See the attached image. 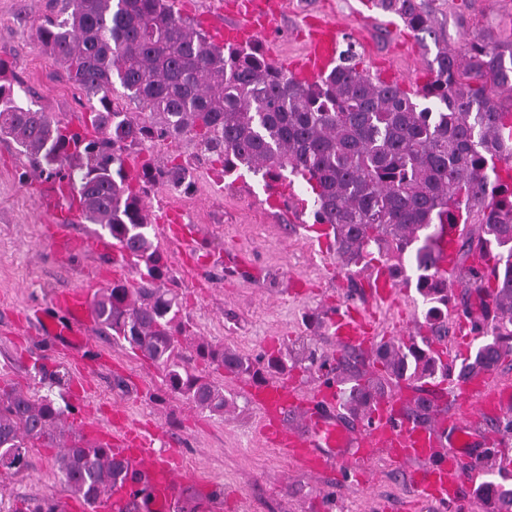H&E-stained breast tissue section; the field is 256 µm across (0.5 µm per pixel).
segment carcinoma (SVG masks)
I'll use <instances>...</instances> for the list:
<instances>
[{"label": "carcinoma", "mask_w": 512, "mask_h": 512, "mask_svg": "<svg viewBox=\"0 0 512 512\" xmlns=\"http://www.w3.org/2000/svg\"><path fill=\"white\" fill-rule=\"evenodd\" d=\"M175 0H63L61 17L39 29L40 46L65 65L69 81L85 92L88 117L73 130L24 103L13 85L0 84V135L12 139L29 166L66 185L70 204L107 230L134 261L139 285L112 282L95 296L103 332L162 368L168 390L213 415H224V387L197 369L226 372L256 383L284 373L288 356L257 365L236 350L199 342L184 346L185 324L172 271L155 243L142 185L162 183L188 191L187 166L141 164L128 177L129 151L146 142L183 136L199 156L221 165L227 177L244 166L275 180L287 171L313 195V223L327 224L348 266L368 269L371 247L387 256L398 279L406 265L417 274L428 308L425 336L387 342L375 350L382 373L371 374L361 353L346 352L336 366L340 408L361 418L375 400L402 383L463 380L495 369L512 356V112L500 95L512 94V35L488 33L458 54L439 49L431 78L419 94L380 83L343 62L323 79L305 83L272 64L258 46H220L188 24ZM416 33L434 34L418 0H376ZM142 111L126 112L115 86ZM464 225L454 244L457 262L471 260L468 280L478 295L479 328L490 339L458 369L435 343L448 336L443 309L448 281L435 269L442 227ZM477 229H471V225ZM492 297L493 305L484 298ZM432 402L417 398L407 416L432 420ZM65 410L54 401L13 388L0 389V473L30 467L32 448H56L58 474L72 495L93 507L124 471L79 433L65 435ZM476 496L490 512H512V489L488 481ZM12 512H55L50 502L25 499Z\"/></svg>", "instance_id": "cac0c4a2"}]
</instances>
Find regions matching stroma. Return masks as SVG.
<instances>
[{"mask_svg": "<svg viewBox=\"0 0 512 512\" xmlns=\"http://www.w3.org/2000/svg\"><path fill=\"white\" fill-rule=\"evenodd\" d=\"M421 2L435 19L436 38L415 36L374 0H287L273 28L256 43L282 65L303 51L308 21L323 18L335 23L341 46H352L358 69L390 72L409 87L438 46L458 50L483 34L512 32V0ZM51 11L50 0H0V60L6 64L0 82L22 80L36 107L75 124L87 111L86 98L68 81L63 64L37 41V28ZM195 154L193 141L184 137L143 144L129 158L133 165L144 159L157 165L176 161L193 174L190 191L157 183L148 186L145 198L172 269L171 288L183 304L189 343L221 344L260 362L303 341L317 359L332 364L342 351L327 333L325 312L339 304L361 312L378 341L405 340L420 332L425 306L415 281L399 283L393 304H380L365 271L346 266L329 242H310L313 195L303 181L295 178L285 185L286 203L279 206L268 202L261 176L243 168L224 178L218 166L197 162ZM45 181L14 142L0 137V387L50 397L66 407V425L74 429L72 393L86 384L93 420L107 422L120 408L134 426L158 429L162 445L181 449L189 475L218 490L236 489L245 500L243 512H444L423 500L407 473L381 455L359 476L297 473L283 450L261 441L260 414L247 396V379L218 376L229 400L219 417L171 394L160 369L99 327L91 328L86 351L42 340L26 319L33 304L49 305L60 291L96 293L112 281L133 286L138 279L130 261L116 267L106 255L87 251L65 259L53 251L55 229L83 238L100 236L102 229L74 210L63 226H55L43 194ZM170 205L179 207L183 225L202 252L223 254V264L183 269L163 220ZM58 370L67 374V385L51 383L50 373ZM49 494H68L53 450L33 449L26 472L0 474V512L19 500Z\"/></svg>", "mask_w": 512, "mask_h": 512, "instance_id": "obj_1", "label": "stroma"}]
</instances>
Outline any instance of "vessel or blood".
Here are the masks:
<instances>
[{
    "label": "vessel or blood",
    "instance_id": "b4317fda",
    "mask_svg": "<svg viewBox=\"0 0 512 512\" xmlns=\"http://www.w3.org/2000/svg\"><path fill=\"white\" fill-rule=\"evenodd\" d=\"M273 0H249L236 21L223 22L201 12L195 23L219 44L244 47L268 31L274 21ZM339 50L334 23H324L309 37L302 61L301 79L313 82L335 66ZM460 227H445L436 251L437 266L449 282L460 276L452 261V247ZM73 254L91 250L111 255L121 264L123 253L103 239L70 238ZM95 320L91 291L58 293L51 305L36 310L41 336L55 344L80 349L88 342V330ZM329 327L339 347L372 345L365 323L344 311L330 312ZM336 385H321L311 400H301L293 386L284 382L251 384L248 394L261 414V432L268 444L284 450L303 474H329L338 469L353 470L380 452L395 466L408 472L422 495L447 512H456L464 486L473 484V463L501 443L499 436L478 426L476 415L498 417L508 403L490 374L484 373L458 385L460 411L451 417L435 415L421 425L406 418L405 401L398 395L379 399L367 417L348 425L336 415ZM86 434L107 455L124 462L126 475L114 483L100 505L102 512H225L235 492L214 497L206 481L188 476L178 449L154 447L147 434L127 429L87 425Z\"/></svg>",
    "mask_w": 512,
    "mask_h": 512
}]
</instances>
